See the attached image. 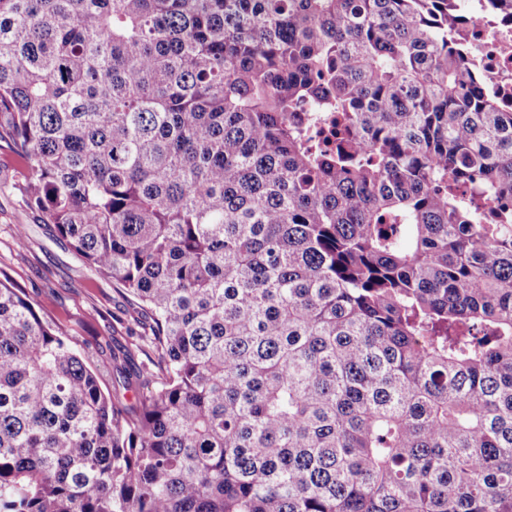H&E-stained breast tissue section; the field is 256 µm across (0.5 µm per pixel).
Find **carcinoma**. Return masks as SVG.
Segmentation results:
<instances>
[{"label":"carcinoma","mask_w":512,"mask_h":512,"mask_svg":"<svg viewBox=\"0 0 512 512\" xmlns=\"http://www.w3.org/2000/svg\"><path fill=\"white\" fill-rule=\"evenodd\" d=\"M460 0H0L27 206L150 320L133 403L0 271V512H512V112Z\"/></svg>","instance_id":"1"}]
</instances>
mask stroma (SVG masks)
I'll return each instance as SVG.
<instances>
[{"mask_svg": "<svg viewBox=\"0 0 512 512\" xmlns=\"http://www.w3.org/2000/svg\"><path fill=\"white\" fill-rule=\"evenodd\" d=\"M21 160L8 137L0 138V271L21 288L37 309L73 341L90 353L95 365L109 368L107 387L126 389L128 400L149 394L153 381L123 380L111 369L115 354H126L127 370H140L149 359L142 335L147 329L135 305L111 280L91 271L66 241L53 236L49 225L29 209L19 190ZM26 225L27 250L13 238L15 225Z\"/></svg>", "mask_w": 512, "mask_h": 512, "instance_id": "obj_1", "label": "stroma"}]
</instances>
